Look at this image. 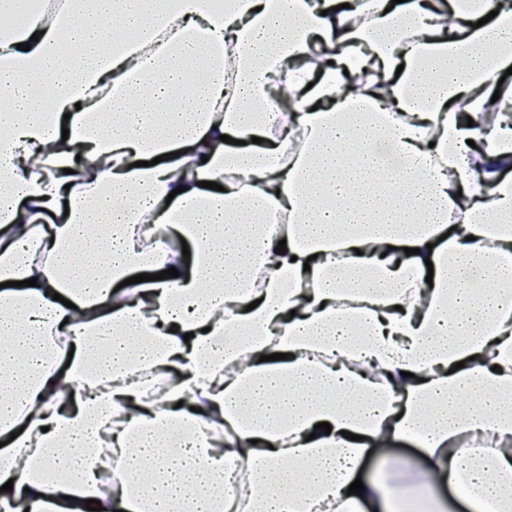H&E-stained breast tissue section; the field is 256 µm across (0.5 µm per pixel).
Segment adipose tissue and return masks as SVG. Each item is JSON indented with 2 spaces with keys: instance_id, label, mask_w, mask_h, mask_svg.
Listing matches in <instances>:
<instances>
[{
  "instance_id": "adipose-tissue-1",
  "label": "adipose tissue",
  "mask_w": 512,
  "mask_h": 512,
  "mask_svg": "<svg viewBox=\"0 0 512 512\" xmlns=\"http://www.w3.org/2000/svg\"><path fill=\"white\" fill-rule=\"evenodd\" d=\"M401 439L512 512V6L0 0V512H393ZM418 446L413 440H399L384 448H376L361 465V478L376 474L381 463L387 461L392 465L391 475L396 480H407L427 467L426 462L419 456Z\"/></svg>"
}]
</instances>
